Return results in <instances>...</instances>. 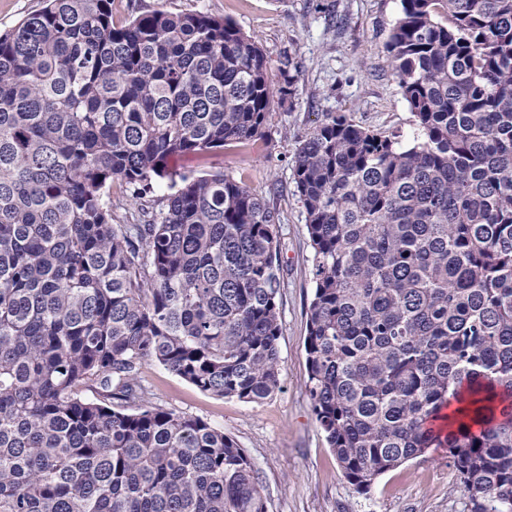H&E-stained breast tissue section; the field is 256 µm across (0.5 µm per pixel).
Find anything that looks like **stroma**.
<instances>
[{"label": "stroma", "mask_w": 512, "mask_h": 512, "mask_svg": "<svg viewBox=\"0 0 512 512\" xmlns=\"http://www.w3.org/2000/svg\"><path fill=\"white\" fill-rule=\"evenodd\" d=\"M156 9L231 19L263 49L271 75H278L283 52L297 61L295 92L274 103L263 139L172 161L179 169L223 168L280 214V387L261 403H246L202 392L151 363L141 376L156 403L199 416L232 437L254 465L268 512H466L444 448L427 449L381 475L369 492L357 491L315 421L306 388L313 250L293 181L294 155L322 112L411 138L412 116L386 50L400 0H112L119 25Z\"/></svg>", "instance_id": "obj_1"}]
</instances>
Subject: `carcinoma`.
<instances>
[{"label":"carcinoma","mask_w":512,"mask_h":512,"mask_svg":"<svg viewBox=\"0 0 512 512\" xmlns=\"http://www.w3.org/2000/svg\"><path fill=\"white\" fill-rule=\"evenodd\" d=\"M386 48L412 140L325 112L294 156L312 411L358 491L446 448L468 512H512V0H401ZM295 68L274 83L230 19L117 25L112 0L0 35V512H267L235 440L141 369L278 387L279 215L170 160L263 138Z\"/></svg>","instance_id":"1"}]
</instances>
